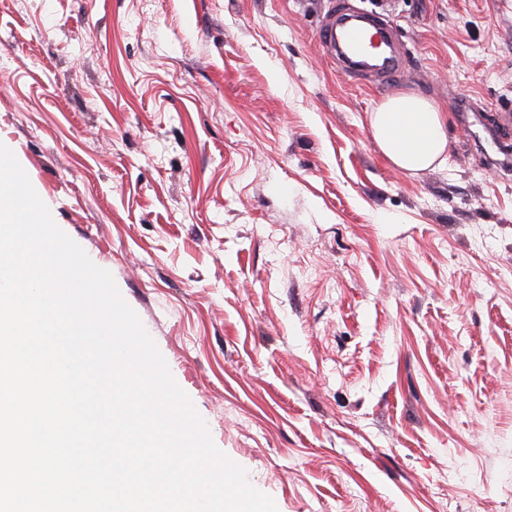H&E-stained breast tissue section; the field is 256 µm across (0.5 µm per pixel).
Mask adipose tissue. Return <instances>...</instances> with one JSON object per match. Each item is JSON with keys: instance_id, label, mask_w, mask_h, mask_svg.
I'll return each instance as SVG.
<instances>
[{"instance_id": "adipose-tissue-1", "label": "adipose tissue", "mask_w": 512, "mask_h": 512, "mask_svg": "<svg viewBox=\"0 0 512 512\" xmlns=\"http://www.w3.org/2000/svg\"><path fill=\"white\" fill-rule=\"evenodd\" d=\"M371 132L400 171L418 172L447 159L448 114L420 95L403 92L387 98L371 115Z\"/></svg>"}]
</instances>
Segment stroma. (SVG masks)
Returning <instances> with one entry per match:
<instances>
[{
    "label": "stroma",
    "mask_w": 512,
    "mask_h": 512,
    "mask_svg": "<svg viewBox=\"0 0 512 512\" xmlns=\"http://www.w3.org/2000/svg\"><path fill=\"white\" fill-rule=\"evenodd\" d=\"M0 0V143L278 512H512V0ZM446 108L404 173L370 115ZM350 22L347 17L336 18L328 23L322 32L326 48L342 60L347 71L359 73L365 67L361 63L375 56L381 58L377 69L383 78L395 72L401 63V56L392 50L386 53L384 47L390 48L392 32L384 25L364 22ZM371 132L402 172H418L447 159L448 113L420 95L403 92L387 98L372 112Z\"/></svg>",
    "instance_id": "35a3bbf8"
}]
</instances>
